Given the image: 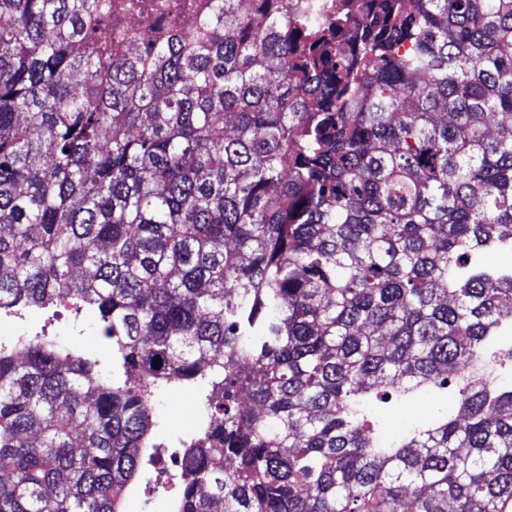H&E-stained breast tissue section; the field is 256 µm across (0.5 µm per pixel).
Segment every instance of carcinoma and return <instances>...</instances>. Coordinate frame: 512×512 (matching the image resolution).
<instances>
[{
    "instance_id": "cac0c4a2",
    "label": "carcinoma",
    "mask_w": 512,
    "mask_h": 512,
    "mask_svg": "<svg viewBox=\"0 0 512 512\" xmlns=\"http://www.w3.org/2000/svg\"><path fill=\"white\" fill-rule=\"evenodd\" d=\"M241 5L0 0V312L112 345L0 340V512H123L183 383L172 512H504L512 384L451 373L512 321V0ZM70 303L50 305L40 310L37 308L23 309L22 319L12 314L2 312L0 316L1 338L18 336L33 337L40 332L45 324L47 335L64 345H75L80 352L99 361L104 370L111 368V347L103 339L97 315L94 309L82 308L81 313L75 316L70 313ZM59 314H55V311ZM157 413L155 420V437L157 443L167 444L172 441V433L178 432L184 435L188 434L195 425V416L197 406L194 395L175 386H163L157 391L156 397ZM178 403L181 406V415L175 420L166 411V406L170 403ZM430 408V403H400L391 408V419L393 423H401L406 420H418L425 416Z\"/></svg>"
}]
</instances>
